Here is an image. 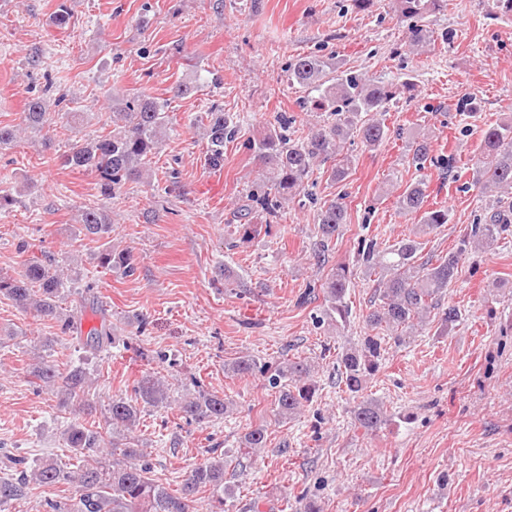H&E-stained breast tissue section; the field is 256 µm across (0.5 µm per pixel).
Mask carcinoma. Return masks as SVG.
I'll return each instance as SVG.
<instances>
[{
    "instance_id": "carcinoma-1",
    "label": "carcinoma",
    "mask_w": 512,
    "mask_h": 512,
    "mask_svg": "<svg viewBox=\"0 0 512 512\" xmlns=\"http://www.w3.org/2000/svg\"><path fill=\"white\" fill-rule=\"evenodd\" d=\"M399 16L412 21L410 45L431 44L430 29L425 19L436 13L447 0H396ZM291 80L317 93L314 103L326 113V120L316 123L306 134L297 135L296 119L285 112L276 116V127L254 140L253 149L266 167L259 182L260 191L250 202L275 218L288 197L299 192L304 180L317 162L333 161L330 178L346 179L354 159L344 152L347 140L360 139L368 149L379 147L388 136L383 113L398 96L415 90L409 80L399 85L369 79L312 55H299L288 66ZM168 100L143 91L132 96L112 95V131L88 143L75 145L64 155L65 166L99 177L103 192L115 194L128 180H141L150 168L168 124ZM210 162L217 167L224 162V142L235 136V127L222 112H209ZM24 122L33 129L55 123L40 96L28 99ZM412 164L422 170L430 161L431 145L425 137L409 142ZM476 183L487 193H497L496 205L486 214L484 223L472 227L457 248L436 260L419 261L421 242L418 237L448 223V210L429 208L427 183L419 179L405 187L399 195L400 208L419 216L414 236L387 248L376 242H364L358 249V262L378 278L375 283L378 303L365 317L374 330L390 334L394 344L403 345L414 332L430 323L437 312L445 330L461 319L453 305L441 307V297L457 279L459 265L473 248L491 247L512 227V121L487 126L482 133L475 161ZM347 223V206L343 198L330 201L318 214L320 254ZM81 232L89 238L108 239L112 233L110 216L95 208L81 210ZM97 263L108 270L122 271L126 276L136 272L131 251L115 249L110 244L98 252ZM352 271L344 264L332 267L322 284L326 315L341 321L349 317L346 302ZM67 287L59 270L31 263L15 276L0 277V296L16 306L31 311L43 320L60 322L62 334L76 329V321L60 317V301ZM115 341L111 328L102 327L88 333L85 346L93 351ZM383 336H367L358 348H349L336 358V376L354 396L365 389L367 379L379 368ZM233 376L245 377L256 371L267 375L271 388L277 390L274 416L277 421L294 418L311 402L316 386L310 380L312 366L301 359H285L275 366L258 364L242 356L224 365ZM31 374L46 387L57 389L61 406L75 405L84 410L88 403L91 378L83 364H72L60 371L54 364L39 361ZM134 397H115L106 409L112 431L100 426L71 423L62 433L63 442L76 460V468L56 458H45L30 471L0 477V509L26 494L29 484L55 486L76 485V496L69 503L46 501L48 512H224V496L232 495L224 485V462L213 460L193 468L179 490L172 493L153 478L152 467L144 449L135 447L127 431L139 422L147 407H156L168 399L167 388L156 376H142L133 387ZM230 402L216 394H198L181 403L186 418L196 422L224 418ZM354 424L373 433L390 421L387 408L379 399L362 398L352 410ZM267 427L258 425L247 430L239 441L240 453L250 456L266 447ZM120 461L106 462L109 456ZM214 493L207 506L198 502L203 489Z\"/></svg>"
}]
</instances>
